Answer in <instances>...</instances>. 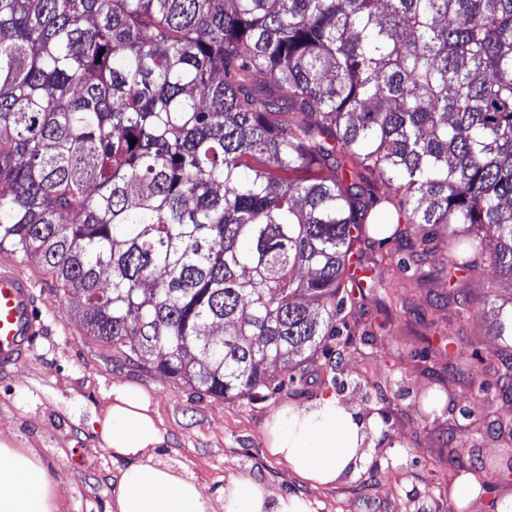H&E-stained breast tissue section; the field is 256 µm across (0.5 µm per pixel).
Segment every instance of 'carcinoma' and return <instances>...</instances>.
Listing matches in <instances>:
<instances>
[{
	"label": "carcinoma",
	"mask_w": 512,
	"mask_h": 512,
	"mask_svg": "<svg viewBox=\"0 0 512 512\" xmlns=\"http://www.w3.org/2000/svg\"><path fill=\"white\" fill-rule=\"evenodd\" d=\"M374 234L512 288V0H0V254L85 335L274 398L376 287Z\"/></svg>",
	"instance_id": "obj_1"
}]
</instances>
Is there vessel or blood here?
Masks as SVG:
<instances>
[{"mask_svg":"<svg viewBox=\"0 0 512 512\" xmlns=\"http://www.w3.org/2000/svg\"><path fill=\"white\" fill-rule=\"evenodd\" d=\"M34 283L11 262L0 261V365L21 360L43 323L37 314Z\"/></svg>","mask_w":512,"mask_h":512,"instance_id":"b4317fda","label":"vessel or blood"}]
</instances>
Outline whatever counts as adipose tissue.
Instances as JSON below:
<instances>
[{
	"instance_id": "adipose-tissue-1",
	"label": "adipose tissue",
	"mask_w": 512,
	"mask_h": 512,
	"mask_svg": "<svg viewBox=\"0 0 512 512\" xmlns=\"http://www.w3.org/2000/svg\"><path fill=\"white\" fill-rule=\"evenodd\" d=\"M101 447L126 460L112 484L109 512H207L204 487L187 466L155 459L164 432L150 395L117 386L95 419ZM374 430L335 397L312 408H281L267 428L268 450L304 479L330 485L359 472ZM223 512H313L310 502L274 493L244 472L224 482ZM0 512H67V499L32 447L0 437Z\"/></svg>"
}]
</instances>
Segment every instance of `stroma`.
<instances>
[{
	"mask_svg": "<svg viewBox=\"0 0 512 512\" xmlns=\"http://www.w3.org/2000/svg\"><path fill=\"white\" fill-rule=\"evenodd\" d=\"M389 250L385 244L366 252L378 262L381 286L357 298L339 366L317 356L304 387L266 401L215 399L126 360L86 336L75 302L37 261L15 259L36 284L43 333L22 361L0 368V434L39 451L67 495L68 512H108L112 480L125 462L100 447L92 420L112 387L133 385L152 394L163 423L156 458L188 466L211 505L223 497L225 479L241 471L278 494L307 499L314 512H457L448 484L465 468L481 472L488 490L467 512H494L495 498L512 493L505 467L512 438L495 427L512 421V397L496 385L495 356L512 352V338L492 333L505 291L484 268L477 284L460 285L475 303L459 316L436 274L403 273ZM448 335L453 350L480 361V370L451 365ZM336 375L345 383L341 400L377 419L373 458L357 476L313 486L268 455L265 424L279 408L314 406Z\"/></svg>",
	"mask_w": 512,
	"mask_h": 512,
	"instance_id": "stroma-1",
	"label": "stroma"
}]
</instances>
